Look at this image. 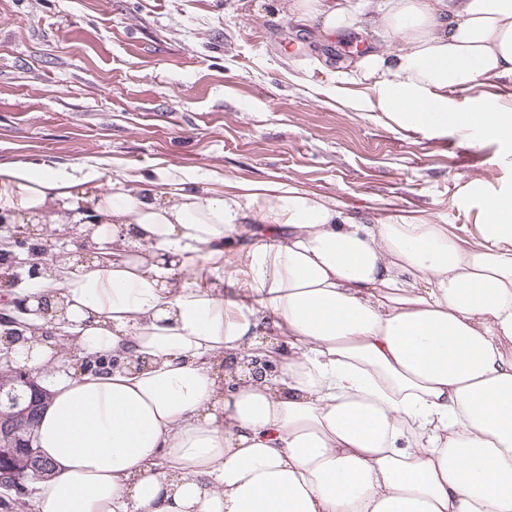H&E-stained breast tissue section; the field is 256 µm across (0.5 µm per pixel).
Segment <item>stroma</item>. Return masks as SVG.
I'll use <instances>...</instances> for the list:
<instances>
[{
  "instance_id": "35a3bbf8",
  "label": "stroma",
  "mask_w": 512,
  "mask_h": 512,
  "mask_svg": "<svg viewBox=\"0 0 512 512\" xmlns=\"http://www.w3.org/2000/svg\"><path fill=\"white\" fill-rule=\"evenodd\" d=\"M254 0H0V162L173 165L288 183L348 215L473 230L512 193V139L403 133L346 101L313 42Z\"/></svg>"
}]
</instances>
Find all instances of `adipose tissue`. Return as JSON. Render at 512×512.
I'll list each match as a JSON object with an SVG mask.
<instances>
[{
  "instance_id": "adipose-tissue-1",
  "label": "adipose tissue",
  "mask_w": 512,
  "mask_h": 512,
  "mask_svg": "<svg viewBox=\"0 0 512 512\" xmlns=\"http://www.w3.org/2000/svg\"><path fill=\"white\" fill-rule=\"evenodd\" d=\"M274 2L323 42L388 41L339 60L404 131L512 136V106L448 96L512 82V0ZM0 223L76 228L19 292L12 346L57 382L38 432L54 465L36 512H512V194L475 231L434 217L355 222L285 183L162 166L0 162ZM249 240V286L219 272ZM67 336L56 346L43 330ZM273 361L253 374L252 359Z\"/></svg>"
}]
</instances>
